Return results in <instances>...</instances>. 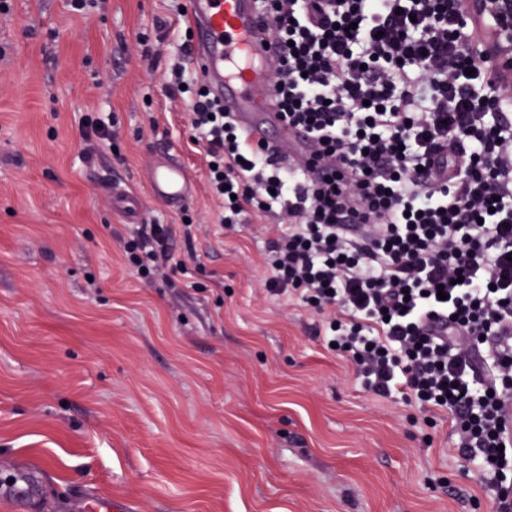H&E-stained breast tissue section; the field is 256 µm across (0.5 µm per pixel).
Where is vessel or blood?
Listing matches in <instances>:
<instances>
[{
    "label": "vessel or blood",
    "instance_id": "obj_1",
    "mask_svg": "<svg viewBox=\"0 0 512 512\" xmlns=\"http://www.w3.org/2000/svg\"><path fill=\"white\" fill-rule=\"evenodd\" d=\"M193 29L191 57L215 99L235 113L252 138L273 143L278 152L297 160L313 147L303 133L286 129L271 106L270 69L273 47L260 31L255 0H188ZM152 199L182 208L192 195V178L174 156L157 160L148 175ZM0 499L12 512H31L40 502L35 469L0 482ZM72 512H129L126 505L103 495H89L71 505Z\"/></svg>",
    "mask_w": 512,
    "mask_h": 512
}]
</instances>
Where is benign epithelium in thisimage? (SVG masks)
I'll return each mask as SVG.
<instances>
[{"mask_svg": "<svg viewBox=\"0 0 512 512\" xmlns=\"http://www.w3.org/2000/svg\"><path fill=\"white\" fill-rule=\"evenodd\" d=\"M462 18L474 32V48L493 67L491 96L512 99V0H460Z\"/></svg>", "mask_w": 512, "mask_h": 512, "instance_id": "obj_1", "label": "benign epithelium"}]
</instances>
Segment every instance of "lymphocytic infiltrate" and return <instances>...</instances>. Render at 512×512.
Segmentation results:
<instances>
[{"label":"lymphocytic infiltrate","mask_w":512,"mask_h":512,"mask_svg":"<svg viewBox=\"0 0 512 512\" xmlns=\"http://www.w3.org/2000/svg\"><path fill=\"white\" fill-rule=\"evenodd\" d=\"M258 2L273 104L319 149L282 164L174 64L220 224L286 214L267 292L324 315L366 392L446 420L481 484H512V107L477 96L457 0ZM172 239L139 225L131 269L173 286Z\"/></svg>","instance_id":"1"}]
</instances>
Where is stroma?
Segmentation results:
<instances>
[{"mask_svg": "<svg viewBox=\"0 0 512 512\" xmlns=\"http://www.w3.org/2000/svg\"><path fill=\"white\" fill-rule=\"evenodd\" d=\"M186 26L167 0L0 12V479L39 468L40 512L86 492L131 512H494L446 422L374 399L317 314L267 295L272 217L220 228L166 90ZM86 115L116 117L111 148L90 152ZM167 153L193 174L181 211L144 186ZM186 216L174 287L130 269L137 225Z\"/></svg>", "mask_w": 512, "mask_h": 512, "instance_id": "obj_1", "label": "stroma"}]
</instances>
